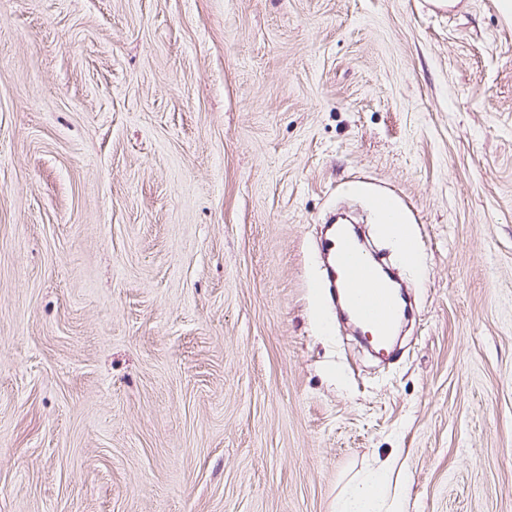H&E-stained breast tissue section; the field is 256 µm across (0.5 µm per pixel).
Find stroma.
I'll return each mask as SVG.
<instances>
[{
    "label": "stroma",
    "mask_w": 512,
    "mask_h": 512,
    "mask_svg": "<svg viewBox=\"0 0 512 512\" xmlns=\"http://www.w3.org/2000/svg\"><path fill=\"white\" fill-rule=\"evenodd\" d=\"M390 195L416 316L328 313ZM512 512V23L497 0H0V512ZM376 208V217L378 223H381V233H392V230L388 224H394L396 226L399 237L409 246L410 234L405 226L406 221L400 210L388 199H377ZM326 272L341 316L368 330L365 341L385 351L400 314V302L390 279L384 277L346 224H340L321 243ZM392 472V462L384 461L365 476L349 482L336 498L334 512H408L403 491L408 479L400 478L399 487L392 490Z\"/></svg>",
    "instance_id": "35a3bbf8"
}]
</instances>
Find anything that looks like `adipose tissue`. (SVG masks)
<instances>
[{"label": "adipose tissue", "mask_w": 512, "mask_h": 512, "mask_svg": "<svg viewBox=\"0 0 512 512\" xmlns=\"http://www.w3.org/2000/svg\"><path fill=\"white\" fill-rule=\"evenodd\" d=\"M392 462L380 463L349 482L336 499L335 512H409L402 488L391 485Z\"/></svg>", "instance_id": "ef3b65f1"}]
</instances>
